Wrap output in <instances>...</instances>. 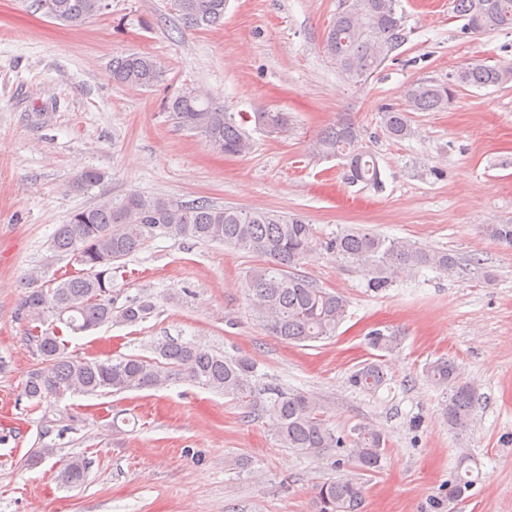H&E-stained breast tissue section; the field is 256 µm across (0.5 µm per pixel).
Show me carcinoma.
I'll return each mask as SVG.
<instances>
[{"label":"carcinoma","instance_id":"obj_1","mask_svg":"<svg viewBox=\"0 0 512 512\" xmlns=\"http://www.w3.org/2000/svg\"><path fill=\"white\" fill-rule=\"evenodd\" d=\"M46 16L79 26L105 11V0H37ZM171 7L190 30L215 28L224 21L227 0H170ZM454 11L464 20L466 34L483 35L512 30V0H454ZM405 40V20L399 0H343L326 28L323 52L347 79L360 82L371 76ZM112 79L131 88H149L161 79V69L148 55L129 54L112 59ZM512 81V63L474 64L448 75L446 82L417 81L407 86L403 109L381 113L380 124L395 140L412 135L410 113L440 112L451 108L458 88L500 86ZM165 109L179 126L199 133L214 151L245 156L252 144L244 125L251 121L270 136L292 130L286 112L260 110L246 117L216 105L202 87L187 86L168 99ZM313 154L345 161L347 183L377 187L380 171L364 144L357 122L347 113L323 129L310 144ZM102 174L88 168L75 176L78 190L97 186ZM486 233L512 246V224H489ZM159 236L187 237L246 251L264 263L246 276L245 290L253 315L272 336L306 346L336 335L348 316V299L319 287L296 272L317 250L313 225L298 217L272 211H245L214 207L204 201L174 204L160 196L130 193L114 202L104 196L95 205L73 213L60 225L53 250L71 256L78 272L48 282L32 273L22 289L19 313L33 324L28 340L37 364L30 370L22 396L37 404L58 403L66 396L123 393L157 389L177 377L240 404L257 399V364L246 355H226L191 341L163 339L150 347L151 355H117L85 358L68 352L59 331L41 330L48 318L73 334L112 323L136 325L154 313L155 303L142 296L117 305L112 278L121 261ZM328 249L336 258L352 263L368 278V287L381 290L422 268L450 274L457 265L448 252H423L405 239L385 238L365 229H347L336 235ZM401 333L386 327L369 334L371 348L391 353L401 345ZM425 376L445 390L441 416L448 430L459 435L469 428L479 400L472 383L462 380L454 360L440 357L425 367ZM386 379L378 362L359 365L349 378L351 387L377 389ZM280 443L294 452L330 462L337 476L316 485L313 512H362L364 486L358 472L381 468L385 436L359 427L348 441L336 434L313 395L292 390L278 392L262 405ZM459 458L448 482V500L470 491L479 480ZM87 462L71 458L59 473L61 484L75 487L85 482Z\"/></svg>","mask_w":512,"mask_h":512}]
</instances>
